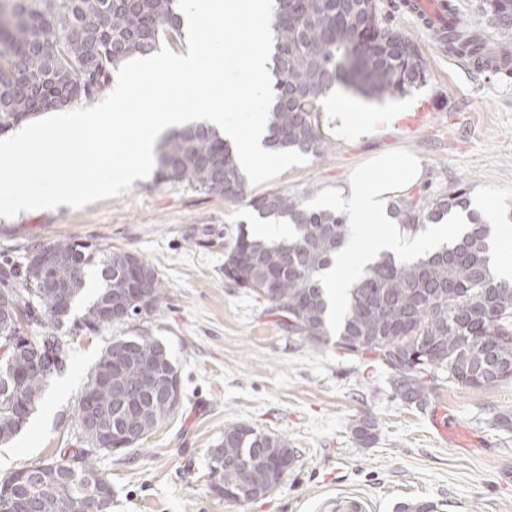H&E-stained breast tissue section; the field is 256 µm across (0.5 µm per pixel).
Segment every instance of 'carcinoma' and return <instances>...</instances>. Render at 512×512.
I'll list each match as a JSON object with an SVG mask.
<instances>
[{
  "label": "carcinoma",
  "mask_w": 512,
  "mask_h": 512,
  "mask_svg": "<svg viewBox=\"0 0 512 512\" xmlns=\"http://www.w3.org/2000/svg\"><path fill=\"white\" fill-rule=\"evenodd\" d=\"M512 0H486L484 11L504 33L497 5ZM272 19V105L267 129L275 150H295L323 158L333 145L320 125L322 102L337 84H349L366 97H394L409 93L427 80V62L419 47L403 32L382 24L376 0H275ZM178 0H0V134L39 113L75 100L93 101L126 60L158 51L164 41L181 35ZM460 23L440 36L448 53L481 54L477 44L462 42ZM21 61L19 74L13 66ZM157 178L187 182L206 193L237 199L247 193V182L236 154L216 129L196 123L171 131L157 150ZM311 188L300 194L270 192L251 200L263 219H282L293 226L289 238L259 239L239 229L224 256V277L266 302L281 314L283 326L313 347L321 348L336 336V348L356 357H370L391 373L395 396L423 406L439 375L472 389H486L512 381V283L500 279L490 254L492 228L482 215L469 211L463 188H453L433 200L402 198L392 214L409 236L429 224L443 222L453 210L469 212L470 223L451 244L401 260L391 254L368 265L349 291L343 314L331 325L321 287V271L344 245L349 225L334 210L312 209ZM70 260L50 272L37 270L28 260L20 268L0 269V285L7 307L22 309L24 333L43 327L37 339L43 349L57 350L62 362L51 375L28 374L17 385L0 390V443L18 434L24 408L35 410L45 389L70 363V347L56 334L63 320L53 317L60 296L75 305L85 294L93 274L98 285L81 318L72 328L94 331L101 327L95 309L108 297L127 288L124 269L104 261L118 254L110 247L62 241ZM153 279L157 311L166 300L158 272ZM55 283L43 287L45 281ZM125 350L119 360L107 346L77 399L75 421L83 426L86 405L100 406L117 431L139 422L150 429L174 411L157 390L144 387L154 367L145 360L159 356L160 375L179 378L177 366L156 338L139 333L116 336ZM112 370L113 377L131 388L119 399L112 389L96 386V374ZM374 425L366 420L354 426V435L370 444ZM82 447L65 448L47 461L49 478L29 482L22 467L0 478V493H9V512H85L86 476L99 472L94 457L98 447L84 439ZM224 448L219 478L224 491L247 502L263 495L262 488L241 484L234 462L249 457L259 482H264L276 458L272 448H288V440L260 433L241 424L224 425Z\"/></svg>",
  "instance_id": "carcinoma-1"
}]
</instances>
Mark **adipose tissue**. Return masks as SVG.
<instances>
[{"instance_id": "adipose-tissue-1", "label": "adipose tissue", "mask_w": 512, "mask_h": 512, "mask_svg": "<svg viewBox=\"0 0 512 512\" xmlns=\"http://www.w3.org/2000/svg\"><path fill=\"white\" fill-rule=\"evenodd\" d=\"M328 117L336 124L339 135L359 138L388 122L390 115L378 109L359 118L354 101L337 95L326 100ZM423 176L420 160L411 154L396 153L378 156L372 168L358 169L351 177L343 195L323 200L326 208L340 211L350 226L345 245L337 252L323 274L333 309H340L362 270L381 254L398 258L409 256L413 247L432 249L447 242L455 228L466 223V214L449 215L447 223L430 225L418 241H409L400 224L390 212L395 194L418 184ZM369 246H361L362 238Z\"/></svg>"}]
</instances>
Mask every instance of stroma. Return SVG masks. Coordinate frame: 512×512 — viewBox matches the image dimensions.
<instances>
[{
  "instance_id": "obj_1",
  "label": "stroma",
  "mask_w": 512,
  "mask_h": 512,
  "mask_svg": "<svg viewBox=\"0 0 512 512\" xmlns=\"http://www.w3.org/2000/svg\"><path fill=\"white\" fill-rule=\"evenodd\" d=\"M401 2L378 0L380 17L427 61L426 84L400 99L403 111L425 112L423 124L410 129L397 121L347 139L323 122L332 152L250 187V195L310 186L316 206L376 155L409 151L424 168L412 194L464 187L512 212V76L475 70L442 51ZM253 216L247 198L228 200L150 175L79 209L0 217V266L74 238L139 255L167 288L152 315L91 334L60 328L70 365L52 379L24 431L0 448V476L77 447L73 410L89 373L114 337L140 332L166 346L181 402L137 447L97 454L98 469L112 482V512H332L343 497L364 502L366 512H400L417 502L434 503L435 512H512V429L489 422L495 413H512V382L475 390L441 379L421 407L395 397L379 363L292 336L263 300L224 278V255ZM438 409L453 416L458 439L438 432ZM362 419L375 427L367 446L353 435ZM228 423L287 438L297 452L283 482L247 503L210 488V452ZM331 455L342 461L337 484L323 480Z\"/></svg>"
}]
</instances>
